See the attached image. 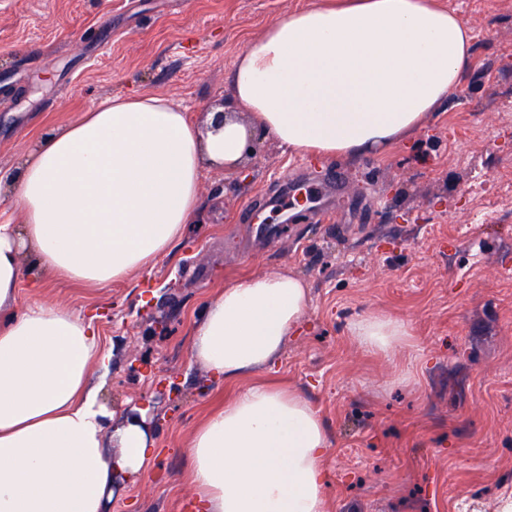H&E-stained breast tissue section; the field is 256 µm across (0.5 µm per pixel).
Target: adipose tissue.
<instances>
[{
  "label": "adipose tissue",
  "instance_id": "adipose-tissue-1",
  "mask_svg": "<svg viewBox=\"0 0 512 512\" xmlns=\"http://www.w3.org/2000/svg\"><path fill=\"white\" fill-rule=\"evenodd\" d=\"M472 58L470 24L434 0H318L238 54L219 130L167 95L117 94L0 175L19 213L0 220V512H104L115 478L156 454L145 416L112 423L97 327L61 303L20 304L21 285L104 288L152 270L197 222L205 170L237 167L249 130L323 158L381 151L424 127ZM309 305L304 280L279 271L205 305L190 358L237 388L186 444L197 512H330L325 423L273 367ZM350 333L388 359L409 335L376 314Z\"/></svg>",
  "mask_w": 512,
  "mask_h": 512
}]
</instances>
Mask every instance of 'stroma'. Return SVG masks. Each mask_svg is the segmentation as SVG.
Listing matches in <instances>:
<instances>
[{"instance_id": "35a3bbf8", "label": "stroma", "mask_w": 512, "mask_h": 512, "mask_svg": "<svg viewBox=\"0 0 512 512\" xmlns=\"http://www.w3.org/2000/svg\"><path fill=\"white\" fill-rule=\"evenodd\" d=\"M316 2L0 0V171L113 94L164 93L196 116L230 103L247 40ZM439 3L471 23L473 62L412 140L345 160L262 138L238 168L205 171L199 222L151 272L21 288L20 303L94 317L114 421L150 410L159 453L107 512H195L182 449L224 386L192 362V330L225 282L270 270L310 287L277 368L325 422L331 512H465L473 499L498 512L512 498V0ZM333 170L344 181L328 214L296 207L277 238L245 236ZM377 312L410 333L393 366L349 333Z\"/></svg>"}]
</instances>
